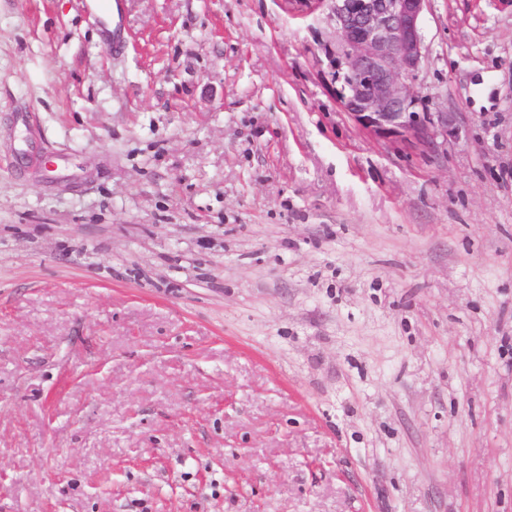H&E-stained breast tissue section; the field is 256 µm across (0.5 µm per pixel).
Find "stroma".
<instances>
[{"mask_svg":"<svg viewBox=\"0 0 512 512\" xmlns=\"http://www.w3.org/2000/svg\"><path fill=\"white\" fill-rule=\"evenodd\" d=\"M0 0V512H512V7L431 0L419 110L323 0ZM336 25L341 107L382 140L448 146L455 112H419L413 82L425 58L421 26L430 0H326Z\"/></svg>","mask_w":512,"mask_h":512,"instance_id":"obj_1","label":"stroma"}]
</instances>
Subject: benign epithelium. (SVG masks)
I'll return each instance as SVG.
<instances>
[{
  "instance_id": "benign-epithelium-1",
  "label": "benign epithelium",
  "mask_w": 512,
  "mask_h": 512,
  "mask_svg": "<svg viewBox=\"0 0 512 512\" xmlns=\"http://www.w3.org/2000/svg\"><path fill=\"white\" fill-rule=\"evenodd\" d=\"M430 0H326L336 25L341 107L382 140L446 146L454 112H420L413 82L425 58L421 26Z\"/></svg>"
}]
</instances>
